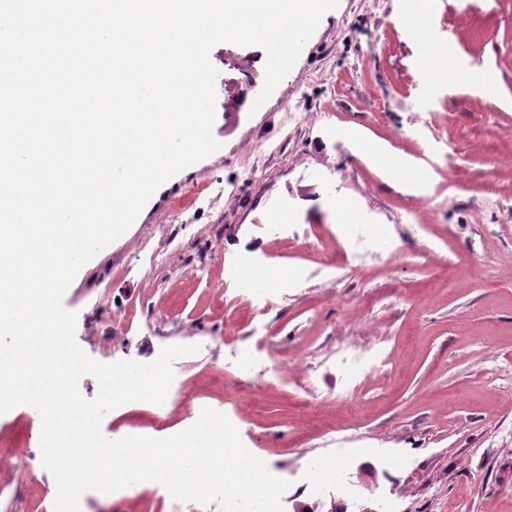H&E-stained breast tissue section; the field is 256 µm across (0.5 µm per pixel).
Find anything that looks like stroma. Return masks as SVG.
<instances>
[{"instance_id":"1","label":"stroma","mask_w":512,"mask_h":512,"mask_svg":"<svg viewBox=\"0 0 512 512\" xmlns=\"http://www.w3.org/2000/svg\"><path fill=\"white\" fill-rule=\"evenodd\" d=\"M426 7L445 67L424 71L428 47L396 22L404 0H339L269 114L250 111L264 50L213 47L223 162L175 175L181 188L166 220L132 225L98 253L63 305L77 315L79 346L102 363L116 350L154 361L169 336L194 344L257 327L251 343L302 368L298 387L239 390L233 349L221 344L176 359L174 380L189 394L223 398L288 494L313 461L346 446L361 451L354 466L379 469L377 495H394L402 512H512V0ZM470 62L495 74L492 96L470 91L461 74ZM355 126L425 172V192L386 179L358 154L347 135ZM330 167L345 175L333 189L324 180ZM280 206L293 227L277 239L268 215ZM364 215L390 233L400 260L343 262L345 228ZM215 244L224 261H211ZM248 251L305 272L297 286L274 289L262 315L224 285L225 260ZM327 254L337 260L330 270ZM146 301L164 329L140 317ZM343 343L376 358V370L351 379L337 360ZM190 425L181 416L156 425L147 402L134 401L107 413L101 429L109 439H162ZM0 448L27 486L16 502L0 491V512H54L45 486L55 478L26 406L0 414ZM389 457L400 467L386 475ZM83 510L201 512L139 485L87 491Z\"/></svg>"}]
</instances>
